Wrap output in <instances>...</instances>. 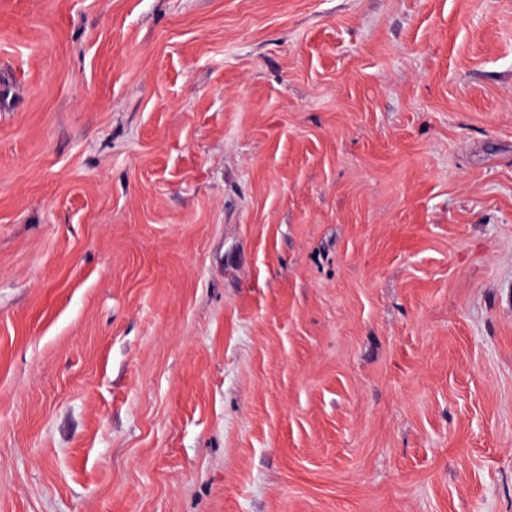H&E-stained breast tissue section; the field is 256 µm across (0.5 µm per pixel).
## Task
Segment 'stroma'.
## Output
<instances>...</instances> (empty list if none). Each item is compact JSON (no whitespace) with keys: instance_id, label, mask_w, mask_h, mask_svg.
<instances>
[{"instance_id":"obj_1","label":"stroma","mask_w":512,"mask_h":512,"mask_svg":"<svg viewBox=\"0 0 512 512\" xmlns=\"http://www.w3.org/2000/svg\"><path fill=\"white\" fill-rule=\"evenodd\" d=\"M0 512H512V0H0Z\"/></svg>"}]
</instances>
